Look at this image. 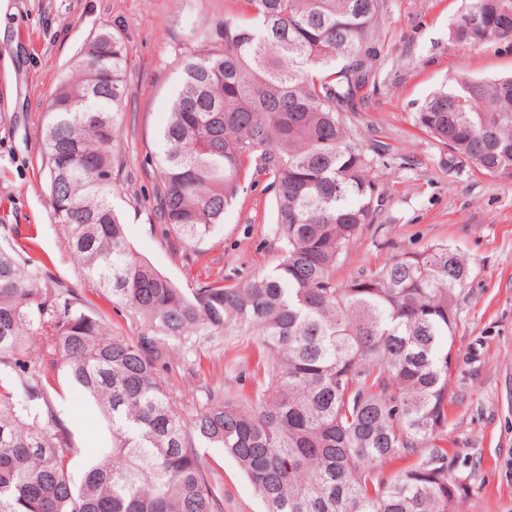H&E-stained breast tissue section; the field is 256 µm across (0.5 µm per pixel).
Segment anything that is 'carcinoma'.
<instances>
[{"label":"carcinoma","instance_id":"cac0c4a2","mask_svg":"<svg viewBox=\"0 0 512 512\" xmlns=\"http://www.w3.org/2000/svg\"><path fill=\"white\" fill-rule=\"evenodd\" d=\"M240 2L219 31L193 28L199 49L161 133L159 220L197 247L253 163L270 176L278 264L185 289L131 248L112 203L126 47L102 29L47 100L42 150L73 261L138 332L112 328L48 264L0 246V512H224L202 448L223 449L266 512H454L470 492L437 444L468 259L442 242L335 276L374 220L373 163L345 113L375 83L384 2ZM448 40L511 45L512 0H464ZM416 124L450 166L512 169V76H461ZM240 331L266 353L250 395L196 378L190 360L200 342ZM62 379L110 435L80 467L49 398ZM397 461L407 466L381 475Z\"/></svg>","mask_w":512,"mask_h":512}]
</instances>
